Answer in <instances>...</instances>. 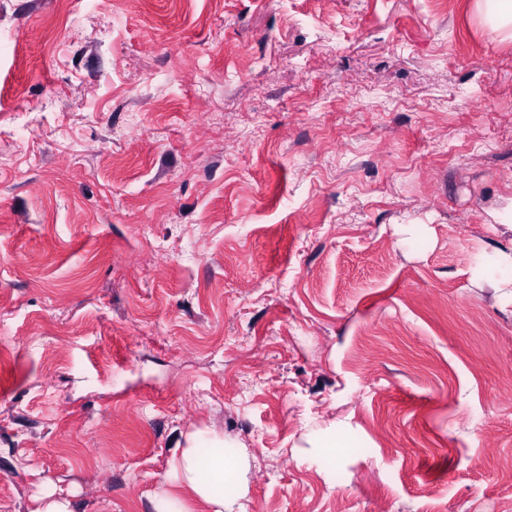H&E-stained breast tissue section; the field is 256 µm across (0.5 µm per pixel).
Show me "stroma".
I'll use <instances>...</instances> for the list:
<instances>
[{
    "instance_id": "35a3bbf8",
    "label": "stroma",
    "mask_w": 512,
    "mask_h": 512,
    "mask_svg": "<svg viewBox=\"0 0 512 512\" xmlns=\"http://www.w3.org/2000/svg\"><path fill=\"white\" fill-rule=\"evenodd\" d=\"M0 129V512H151L196 431L247 512H512L477 0H0ZM348 438L349 433L346 427L334 421L319 434L308 437L307 442L312 448H336L345 447Z\"/></svg>"
}]
</instances>
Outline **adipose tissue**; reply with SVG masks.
I'll use <instances>...</instances> for the list:
<instances>
[{"mask_svg": "<svg viewBox=\"0 0 512 512\" xmlns=\"http://www.w3.org/2000/svg\"><path fill=\"white\" fill-rule=\"evenodd\" d=\"M474 279L498 288L505 303L512 304V244L493 247L472 271ZM248 461L247 453L228 457L224 440L204 432L187 434L172 456L167 486L151 499L152 512H186L182 490L209 506L210 512H246L238 498L216 494V485L238 484Z\"/></svg>", "mask_w": 512, "mask_h": 512, "instance_id": "1", "label": "adipose tissue"}]
</instances>
